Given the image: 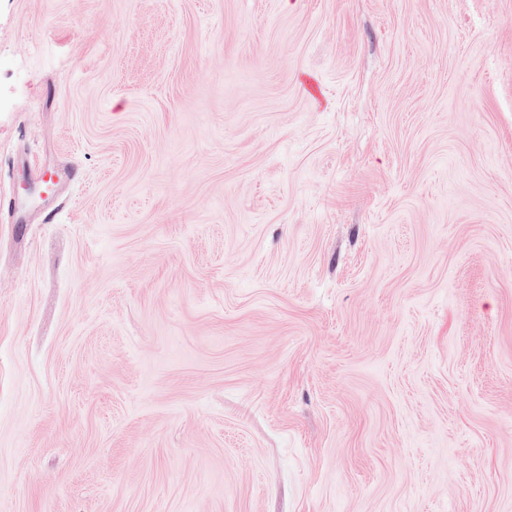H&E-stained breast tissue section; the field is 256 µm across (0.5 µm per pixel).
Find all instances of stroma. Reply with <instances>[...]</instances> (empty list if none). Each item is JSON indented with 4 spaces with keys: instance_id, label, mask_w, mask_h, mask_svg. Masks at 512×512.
<instances>
[{
    "instance_id": "stroma-1",
    "label": "stroma",
    "mask_w": 512,
    "mask_h": 512,
    "mask_svg": "<svg viewBox=\"0 0 512 512\" xmlns=\"http://www.w3.org/2000/svg\"><path fill=\"white\" fill-rule=\"evenodd\" d=\"M0 199V512H512V0H0Z\"/></svg>"
}]
</instances>
